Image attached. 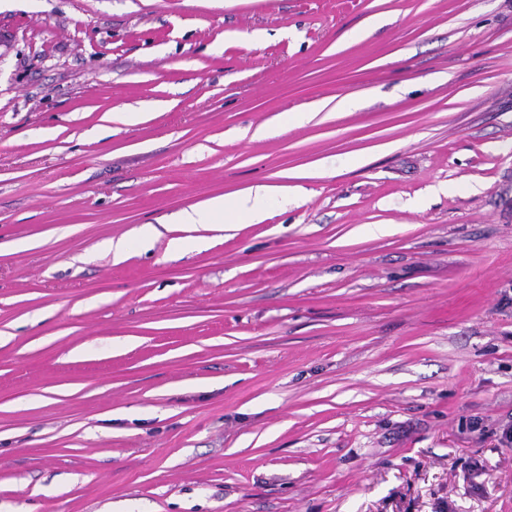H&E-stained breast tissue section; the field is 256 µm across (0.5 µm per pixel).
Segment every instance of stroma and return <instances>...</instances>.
Returning <instances> with one entry per match:
<instances>
[{
    "instance_id": "35a3bbf8",
    "label": "stroma",
    "mask_w": 512,
    "mask_h": 512,
    "mask_svg": "<svg viewBox=\"0 0 512 512\" xmlns=\"http://www.w3.org/2000/svg\"><path fill=\"white\" fill-rule=\"evenodd\" d=\"M0 333V512H512V0H0ZM271 192L272 189L269 186H257L247 189L240 196L232 198L217 197L207 201L202 206H191L188 210L182 212L181 222L183 224H200L203 220H206L208 221L207 224H235L238 213L242 211L241 201L251 202L250 210L259 213L265 208Z\"/></svg>"
}]
</instances>
